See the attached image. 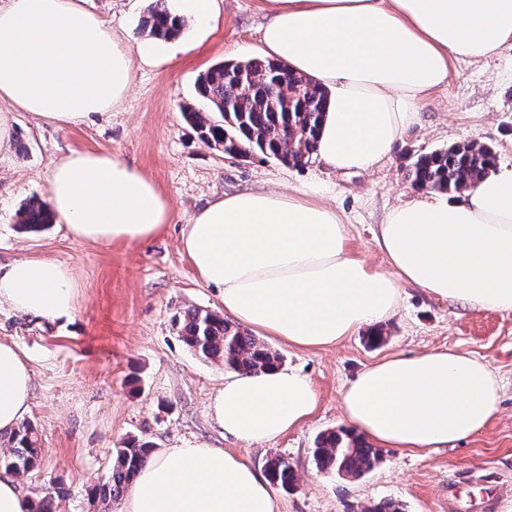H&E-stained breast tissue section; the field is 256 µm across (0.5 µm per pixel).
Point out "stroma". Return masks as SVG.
Wrapping results in <instances>:
<instances>
[{
	"label": "stroma",
	"mask_w": 512,
	"mask_h": 512,
	"mask_svg": "<svg viewBox=\"0 0 512 512\" xmlns=\"http://www.w3.org/2000/svg\"><path fill=\"white\" fill-rule=\"evenodd\" d=\"M223 2L215 33L171 62L137 68L117 111L68 127L13 114V136L29 149L0 163V265L20 257L59 261L70 267L76 284L69 319L24 316L0 306V340L15 343L33 372L28 419L42 448L37 467L20 483L39 498L61 490L57 512H100L89 490L107 479L116 448L129 438H147L160 449L234 446L207 414L210 398L224 384V366L202 361L179 337L186 311L222 309L181 249L182 224L206 201L244 189H315L347 216L350 253L385 272L388 261L375 234L388 209L418 196L407 172L419 155L475 140L493 147L498 165L512 168L508 45L477 63H452L447 81L424 104L422 126L405 132L371 172H335L313 160L289 167L259 154L240 160L208 147L184 122L180 106L196 100L195 82L209 67L258 56L264 21L260 0ZM151 3L85 0L89 11L113 27L131 28L137 38ZM86 150L134 164L171 203L172 222L138 243H85L58 223L40 233L22 232L18 211L46 199L52 164ZM381 328L385 340L376 347L362 330L329 348L279 345L284 366L309 377L316 408L297 429L244 452L259 469L274 454L293 466L297 487L275 489L278 512H362L383 498L398 502L402 512H448L449 483H457L463 496H476L491 477L504 493L490 512H500L503 501L512 499V311H478L406 284L398 309ZM448 348L483 359L502 380L497 411L482 431L436 450L383 449L381 463L358 479L317 472L314 440L344 426L341 396L359 371L392 355Z\"/></svg>",
	"instance_id": "35a3bbf8"
}]
</instances>
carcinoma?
Instances as JSON below:
<instances>
[{
	"label": "carcinoma",
	"instance_id": "1",
	"mask_svg": "<svg viewBox=\"0 0 512 512\" xmlns=\"http://www.w3.org/2000/svg\"><path fill=\"white\" fill-rule=\"evenodd\" d=\"M142 27L153 37L171 38L181 33L184 22L171 17L167 0H154ZM196 91L210 110L184 103L180 111L203 143L230 157L259 153L291 167L305 165L314 153L329 102L326 89L268 58L224 61L199 76ZM495 162L492 147L464 141L421 155L407 178L417 189L458 194L486 175ZM54 219L43 201H33L19 212L20 226L29 231H39ZM182 339L200 359L221 362L241 374H255L283 361L264 340L214 311H187ZM155 451L151 442L138 438L116 449L111 475L94 489V498L104 509L123 496ZM39 454L40 438L31 422L0 431L1 469L15 475L28 473L37 466ZM311 455L318 472L351 478L372 471L382 460L379 449L342 428L317 436ZM265 471L274 485L284 490L296 487L295 470L287 459L267 458Z\"/></svg>",
	"mask_w": 512,
	"mask_h": 512
}]
</instances>
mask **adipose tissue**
Wrapping results in <instances>:
<instances>
[{
    "mask_svg": "<svg viewBox=\"0 0 512 512\" xmlns=\"http://www.w3.org/2000/svg\"><path fill=\"white\" fill-rule=\"evenodd\" d=\"M223 0H168L196 41ZM266 57L327 88L315 160L369 172L409 129L451 61L479 60L512 42V0H261ZM183 42L136 40L81 0L0 5V160L13 150L9 109L60 126L119 108L135 67L184 52ZM47 202L89 243H135L173 218L155 184L122 157L74 151L53 163ZM346 226L315 192L224 194L181 228V245L225 316L295 348L331 346L392 315L407 282L476 310H512V169L495 166L463 193L423 194L384 216L376 237L389 272L351 256ZM75 283L63 263L19 258L0 266V304L22 315L71 318ZM501 381L476 357L395 355L360 371L342 398L349 426L375 443L417 452L473 435L497 409ZM32 372L0 341V431L30 409ZM309 378L283 366L226 376L208 414L225 437L262 445L314 413ZM121 512H277L268 479L233 450L207 444L155 454Z\"/></svg>",
    "mask_w": 512,
    "mask_h": 512,
    "instance_id": "adipose-tissue-1",
    "label": "adipose tissue"
}]
</instances>
